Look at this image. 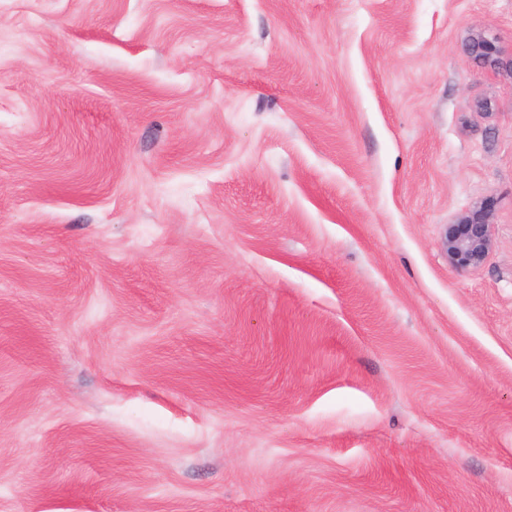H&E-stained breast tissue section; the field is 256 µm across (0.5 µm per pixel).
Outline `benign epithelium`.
I'll return each instance as SVG.
<instances>
[{"instance_id": "1", "label": "benign epithelium", "mask_w": 512, "mask_h": 512, "mask_svg": "<svg viewBox=\"0 0 512 512\" xmlns=\"http://www.w3.org/2000/svg\"><path fill=\"white\" fill-rule=\"evenodd\" d=\"M472 53L489 65L499 63V51L487 38L470 41ZM442 246L448 256V265L458 272H465L480 265L492 247V224L487 214L475 210L446 227Z\"/></svg>"}]
</instances>
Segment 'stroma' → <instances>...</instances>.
Wrapping results in <instances>:
<instances>
[{
    "label": "stroma",
    "mask_w": 512,
    "mask_h": 512,
    "mask_svg": "<svg viewBox=\"0 0 512 512\" xmlns=\"http://www.w3.org/2000/svg\"><path fill=\"white\" fill-rule=\"evenodd\" d=\"M0 512H512V0H0ZM442 246L448 264L457 272L480 265L492 247V224L487 214L475 210L446 227Z\"/></svg>",
    "instance_id": "1"
}]
</instances>
